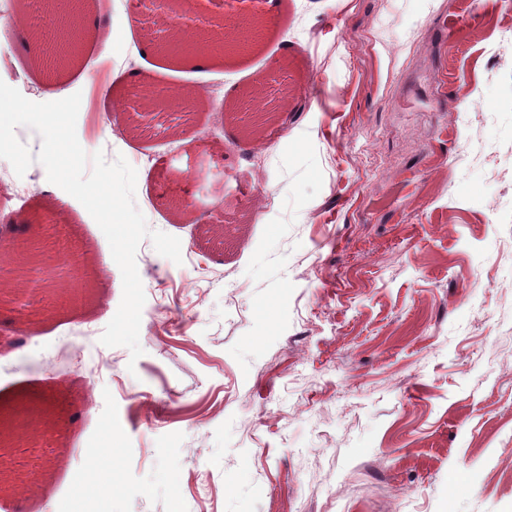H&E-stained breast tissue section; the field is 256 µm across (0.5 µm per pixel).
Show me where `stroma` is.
I'll return each instance as SVG.
<instances>
[{
	"instance_id": "obj_1",
	"label": "stroma",
	"mask_w": 512,
	"mask_h": 512,
	"mask_svg": "<svg viewBox=\"0 0 512 512\" xmlns=\"http://www.w3.org/2000/svg\"><path fill=\"white\" fill-rule=\"evenodd\" d=\"M80 2L107 42L15 63L73 93L108 75L126 110L106 159L202 266L143 239V354L104 346L120 269L30 166L41 191L0 226L30 221L44 267L0 302V416L29 414L42 463L0 512H512V0H190L191 28L266 20L204 67L128 0ZM138 79L199 102L145 111ZM46 208L80 301L48 282L66 261Z\"/></svg>"
}]
</instances>
